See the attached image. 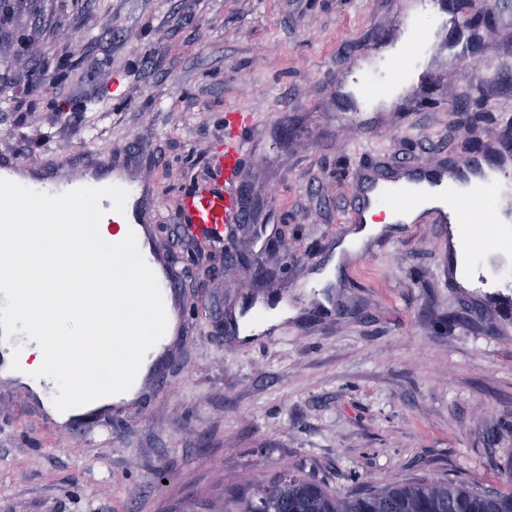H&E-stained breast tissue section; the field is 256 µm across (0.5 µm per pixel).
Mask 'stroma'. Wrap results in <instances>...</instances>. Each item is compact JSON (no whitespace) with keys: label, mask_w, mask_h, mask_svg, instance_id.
Returning <instances> with one entry per match:
<instances>
[{"label":"stroma","mask_w":512,"mask_h":512,"mask_svg":"<svg viewBox=\"0 0 512 512\" xmlns=\"http://www.w3.org/2000/svg\"><path fill=\"white\" fill-rule=\"evenodd\" d=\"M0 73L26 109L0 111V153L33 174L131 148L156 184V242L177 258L191 332L160 388L59 434L0 378V512H211L225 491L286 469L345 493L430 476L470 487L512 471V309L448 277V242L399 224L334 261L359 165L486 152L512 119V0L475 8L495 30L419 93L372 112L340 84L401 35L416 0H10ZM414 17V16H413ZM495 83L478 121L463 106ZM250 111L268 134L245 157L249 223L224 244L175 219ZM280 240L277 251L258 239ZM291 316L266 342L233 321L270 289Z\"/></svg>","instance_id":"35a3bbf8"}]
</instances>
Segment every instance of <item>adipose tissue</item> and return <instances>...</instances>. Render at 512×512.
<instances>
[{
    "label": "adipose tissue",
    "instance_id": "1",
    "mask_svg": "<svg viewBox=\"0 0 512 512\" xmlns=\"http://www.w3.org/2000/svg\"><path fill=\"white\" fill-rule=\"evenodd\" d=\"M99 201L47 203L15 194L0 217V334L11 343L0 377L28 386L62 418L110 403L138 380L162 320L135 243L98 219ZM112 359L109 383L91 375Z\"/></svg>",
    "mask_w": 512,
    "mask_h": 512
}]
</instances>
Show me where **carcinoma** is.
<instances>
[{"instance_id":"cac0c4a2","label":"carcinoma","mask_w":512,"mask_h":512,"mask_svg":"<svg viewBox=\"0 0 512 512\" xmlns=\"http://www.w3.org/2000/svg\"><path fill=\"white\" fill-rule=\"evenodd\" d=\"M255 489L224 493V512H512V470L500 489H470L438 477L383 488L363 486L347 494L328 490L300 472L284 471Z\"/></svg>"}]
</instances>
